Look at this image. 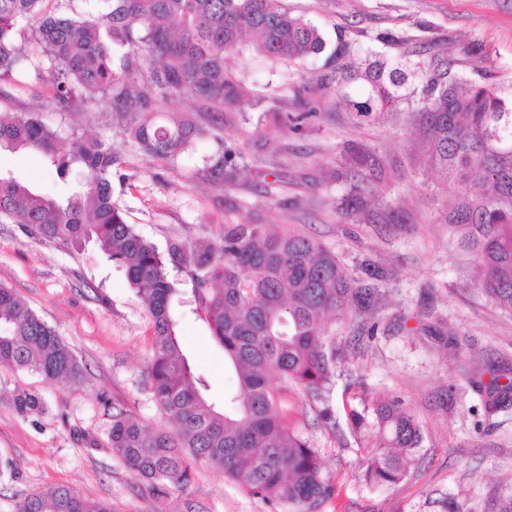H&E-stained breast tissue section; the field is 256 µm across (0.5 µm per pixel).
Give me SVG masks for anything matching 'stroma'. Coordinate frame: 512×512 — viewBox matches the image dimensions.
<instances>
[{
    "mask_svg": "<svg viewBox=\"0 0 512 512\" xmlns=\"http://www.w3.org/2000/svg\"><path fill=\"white\" fill-rule=\"evenodd\" d=\"M295 16L317 25L328 50L346 61L376 55L398 59L422 52L452 60L456 71L493 85L512 100V0H283ZM258 39L243 38L225 54V67L245 97L224 112H197L207 135L177 168L136 151L113 126L110 113L84 108L61 115L49 110L47 89L36 82L4 85L0 110L38 112L62 135L103 139L120 156L113 198L128 223L160 252L175 243H220L232 224H261L276 235L301 234L336 253L347 274L361 278L370 258L389 272L373 312L384 325L375 338L359 335L355 314L329 316L327 324L348 344V360L332 390L335 427L317 417L318 406L289 389L282 407L299 433L318 448L337 496L322 512H480L494 484L512 481V409L484 415V397L468 382L477 370L512 373V315L498 310L471 281L469 254L444 217L454 193L426 163L412 125L424 105L420 79L401 88L394 108L374 107L358 116L353 102L367 100L359 82L340 87L323 58L270 65ZM306 99L317 116L292 131L279 114ZM242 152L233 184L212 180L204 157L217 144ZM366 147L368 165L351 169L347 148ZM0 170L35 189L55 193L53 175L24 152H0ZM362 189L364 207L346 210L350 185ZM178 288L173 300L184 353L204 395L223 407L234 378L224 365L207 323L196 310L188 269L169 266ZM0 285L53 325L83 358L86 377L47 383L35 374L0 370V457L13 460L14 479L0 480V512H13L18 496L58 484L83 497L104 500L112 512H271L261 500L207 465L194 468L186 491L158 493L111 452L86 448L85 431L106 440L113 409L150 428L171 422L145 384L152 357L149 317L124 270L95 247L75 253L66 246L0 223ZM107 295V304L91 298ZM362 379L366 395L398 397L423 431L418 463L398 484L374 488L363 473L375 436L354 433L349 410L363 411L365 397L345 402L344 391ZM41 392L45 414L20 417L11 401L14 385Z\"/></svg>",
    "mask_w": 512,
    "mask_h": 512,
    "instance_id": "stroma-1",
    "label": "stroma"
}]
</instances>
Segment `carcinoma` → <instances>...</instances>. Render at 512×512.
Returning a JSON list of instances; mask_svg holds the SVG:
<instances>
[{
    "label": "carcinoma",
    "mask_w": 512,
    "mask_h": 512,
    "mask_svg": "<svg viewBox=\"0 0 512 512\" xmlns=\"http://www.w3.org/2000/svg\"><path fill=\"white\" fill-rule=\"evenodd\" d=\"M247 34L259 37L261 57L293 64L322 54L321 31L291 15L281 0H0V81L32 78L50 90L53 111L101 105L138 149L169 166L191 152L204 130L174 102L189 98L201 112L237 104L244 88L224 68V53ZM449 61L343 64L340 80H365L370 99L352 102L361 116L373 104L399 101L410 69L422 78L425 105L414 119L425 139L429 165L455 193L446 223L458 230L473 258L476 290L512 314V100L454 72ZM285 113L293 130L315 116ZM58 130L34 112L0 113V151L37 153L64 188L74 172L81 189L35 191L0 172V223L78 249L92 242L125 269L129 286L150 316L153 355L148 390L172 431L148 429L122 410L112 414L108 447L133 473L159 492L185 490L194 465L219 468L251 496L286 512H320L336 497L321 456L281 410L283 391L297 387L322 404L318 416L334 418L330 394L344 359L342 344L324 321L327 311L368 312L381 297L376 283L386 270L361 263L369 283L351 279L329 248L302 235L265 234L259 224H234L219 245L173 244L162 254L127 223L112 200V146L76 135L67 149ZM210 176L231 184L236 155L219 142L204 158ZM190 269L195 303L207 315L237 386L224 409L207 401L185 356L171 313L176 284L167 263ZM0 369L23 370L46 380L74 378L85 365L57 331L15 293L0 285ZM282 384L275 386L270 373ZM485 408L512 405V381L485 385ZM13 406L27 418L46 409L37 392L17 387ZM371 430L380 443L369 453L363 479L375 486L401 482L422 446L419 420L387 395L372 399ZM15 512H112L106 503L59 485L21 497ZM484 512H512V489H494Z\"/></svg>",
    "instance_id": "cac0c4a2"
}]
</instances>
